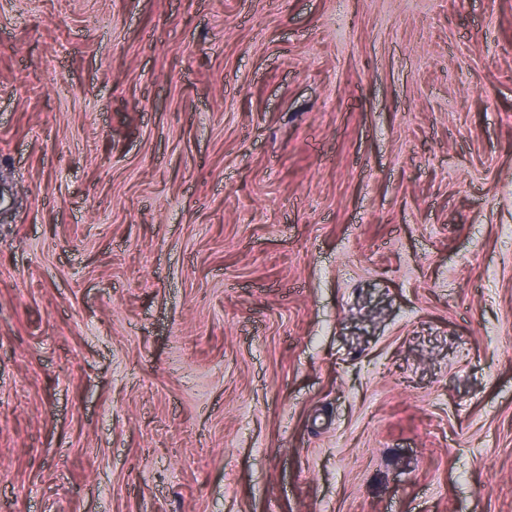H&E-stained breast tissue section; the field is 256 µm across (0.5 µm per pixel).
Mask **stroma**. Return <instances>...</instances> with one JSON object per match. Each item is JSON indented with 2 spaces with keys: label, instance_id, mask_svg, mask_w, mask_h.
Masks as SVG:
<instances>
[{
  "label": "stroma",
  "instance_id": "35a3bbf8",
  "mask_svg": "<svg viewBox=\"0 0 512 512\" xmlns=\"http://www.w3.org/2000/svg\"><path fill=\"white\" fill-rule=\"evenodd\" d=\"M0 512H512V0H0Z\"/></svg>",
  "mask_w": 512,
  "mask_h": 512
}]
</instances>
